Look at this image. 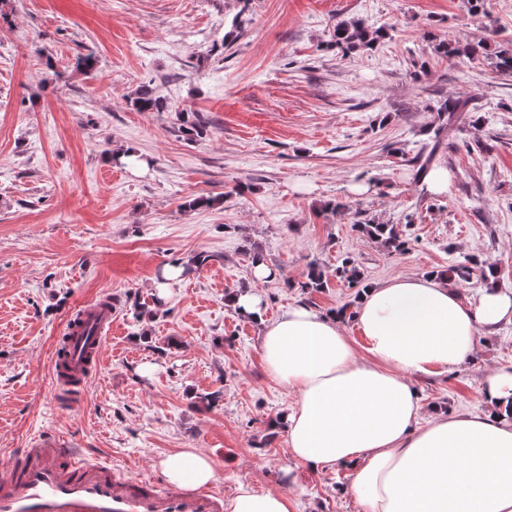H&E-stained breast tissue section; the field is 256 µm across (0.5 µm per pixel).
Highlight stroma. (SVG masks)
I'll list each match as a JSON object with an SVG mask.
<instances>
[{
  "label": "stroma",
  "instance_id": "1",
  "mask_svg": "<svg viewBox=\"0 0 512 512\" xmlns=\"http://www.w3.org/2000/svg\"><path fill=\"white\" fill-rule=\"evenodd\" d=\"M341 20L380 36L344 53ZM489 31L512 41V0L477 14L466 0H0V469L54 434L164 492L161 460L193 448L224 496L243 483L289 491L297 512H359L348 469L293 465L285 431L270 434L293 395L267 375L263 324L351 301L334 278L301 287L309 264L347 257L371 283L474 257L512 287V77L436 50ZM87 54L88 73L75 66ZM145 87L164 111L129 104ZM461 90L465 123L439 122ZM196 115L192 138L181 126ZM120 149L142 165L112 161ZM429 155L446 193L416 176ZM200 195L214 204L187 209ZM370 221L405 225L408 250L355 231ZM253 246L279 278L254 279ZM200 252L209 263L136 319L161 270ZM244 288L262 297L259 319L224 303ZM106 296L102 359L86 399L64 405L55 338ZM511 366L512 325L479 332L462 366L414 377L423 413L482 411L484 378Z\"/></svg>",
  "mask_w": 512,
  "mask_h": 512
}]
</instances>
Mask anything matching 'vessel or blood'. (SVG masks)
<instances>
[{"instance_id": "1", "label": "vessel or blood", "mask_w": 512, "mask_h": 512, "mask_svg": "<svg viewBox=\"0 0 512 512\" xmlns=\"http://www.w3.org/2000/svg\"><path fill=\"white\" fill-rule=\"evenodd\" d=\"M112 328L105 299L71 314L53 356V384L68 401L86 397V381ZM23 465L0 476V512H224L212 489L152 492L129 483L108 462L85 456L51 437L22 449Z\"/></svg>"}]
</instances>
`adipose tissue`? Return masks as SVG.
Returning a JSON list of instances; mask_svg holds the SVG:
<instances>
[{"mask_svg":"<svg viewBox=\"0 0 512 512\" xmlns=\"http://www.w3.org/2000/svg\"><path fill=\"white\" fill-rule=\"evenodd\" d=\"M353 320L356 351L340 318L291 306L264 325L269 377L293 390L284 418L295 464L351 469L362 512H512V367L491 371L482 412L421 421L411 376L462 365L480 330L512 324V289L466 302L446 277L395 276L367 288ZM164 475L194 488L217 479L213 460L187 450L164 459ZM282 491L239 485L228 512H292Z\"/></svg>","mask_w":512,"mask_h":512,"instance_id":"ef3b65f1","label":"adipose tissue"}]
</instances>
